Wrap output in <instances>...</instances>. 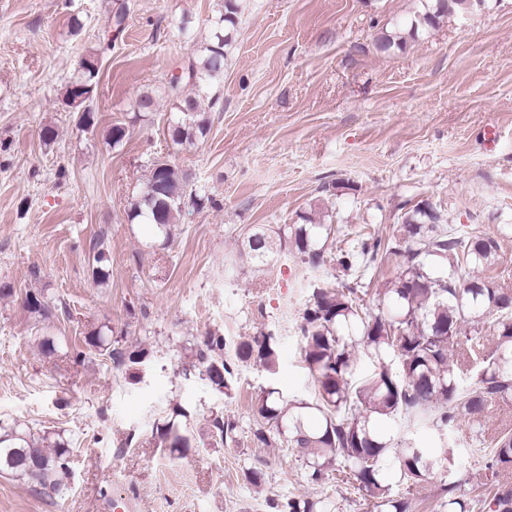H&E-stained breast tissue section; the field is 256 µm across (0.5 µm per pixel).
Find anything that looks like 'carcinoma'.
<instances>
[{
  "label": "carcinoma",
  "instance_id": "1",
  "mask_svg": "<svg viewBox=\"0 0 512 512\" xmlns=\"http://www.w3.org/2000/svg\"><path fill=\"white\" fill-rule=\"evenodd\" d=\"M482 0H423L422 9L402 27L384 30L375 37L381 53L403 50L423 32L439 27L453 13H468ZM238 0H223L209 42L202 54L173 75L163 94L146 90L133 102L139 115L157 110L166 96L179 118L170 127L174 143L195 144L210 127L207 90L224 76V59L234 42L239 19ZM95 54L81 60L69 85L81 87L83 98L74 106L81 113L78 125H94V112L85 106L98 86L100 68ZM187 173L167 162L147 178L126 216L130 224H145L167 244L177 215L190 199L197 206L209 199L202 187L189 189ZM290 224L271 234L250 230L241 257L259 269L283 250L294 251L311 268L325 263V248L316 243L330 235V224ZM346 247L337 248L336 266L343 281H323L313 288L302 314V354L318 386L316 403L291 402L270 389L255 409L252 440L258 448H275L286 439L306 456L308 477L321 481L336 463L343 464L352 487L374 499L379 512H410L411 502L390 496L382 461L397 460L396 475L407 488L417 487L442 466L452 464L456 448L424 447L413 439L397 446L386 425L397 417L409 428H427L442 437L461 419L481 425L494 400H512V288L478 273L497 263L498 244L478 231L448 227L444 210L428 211L426 200L404 207L401 224L390 238L373 237L355 229L343 234ZM402 258L396 274L384 281L380 294L391 313L372 314L364 306V280L385 258ZM93 276L103 284L108 278V257L94 255ZM24 308L34 316L48 317L41 293H30ZM493 326L496 344L487 349L480 331ZM95 351L109 349L111 340L103 328L85 336ZM375 359L379 371L361 381L355 379L356 346ZM193 356L203 368L211 388L228 393L238 363L259 364L267 369L278 361L274 333L260 332L232 346L226 338L209 333L196 344ZM393 363H387L388 357ZM476 362L482 364L479 380L462 388L461 376ZM189 412L176 406L172 414L153 427L157 446L177 458L194 447L187 428ZM221 441L234 442L237 423L216 415L210 420ZM480 488H465L462 480L442 485L448 496V512H512V428L495 432ZM70 448L63 434H36L22 424L0 421V473L26 480L39 493L52 496L63 490L69 469ZM277 512H324L316 503L291 497L274 503Z\"/></svg>",
  "mask_w": 512,
  "mask_h": 512
}]
</instances>
